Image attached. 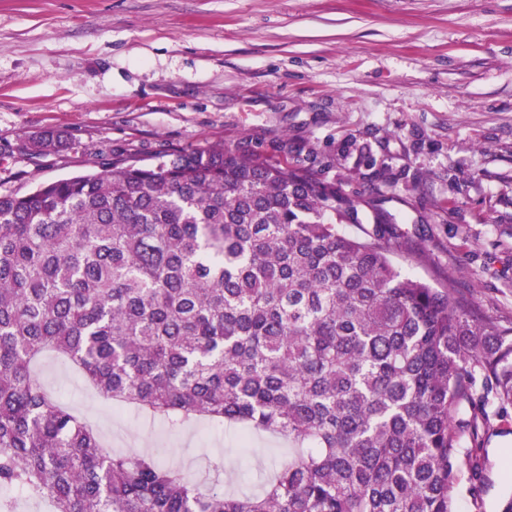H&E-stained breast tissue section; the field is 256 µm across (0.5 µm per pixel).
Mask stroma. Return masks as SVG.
<instances>
[{"label":"stroma","mask_w":512,"mask_h":512,"mask_svg":"<svg viewBox=\"0 0 512 512\" xmlns=\"http://www.w3.org/2000/svg\"><path fill=\"white\" fill-rule=\"evenodd\" d=\"M68 134L30 155L25 140ZM221 143L303 167L419 244L403 272L453 275L483 317L512 320V0H0V195L112 160ZM43 385L106 448L162 449L201 488L261 494L281 438L163 420L98 398L52 355ZM481 479L461 466L455 512L512 492V408H489Z\"/></svg>","instance_id":"obj_1"}]
</instances>
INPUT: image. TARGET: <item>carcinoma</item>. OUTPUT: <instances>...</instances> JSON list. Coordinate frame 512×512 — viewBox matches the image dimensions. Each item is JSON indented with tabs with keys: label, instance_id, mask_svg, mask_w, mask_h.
<instances>
[{
	"label": "carcinoma",
	"instance_id": "obj_1",
	"mask_svg": "<svg viewBox=\"0 0 512 512\" xmlns=\"http://www.w3.org/2000/svg\"><path fill=\"white\" fill-rule=\"evenodd\" d=\"M345 221L336 187L222 145L0 195V488L53 512H453L486 406H512V321L403 273L385 215ZM47 350L115 406L270 432L288 459L244 497L108 454L36 379Z\"/></svg>",
	"mask_w": 512,
	"mask_h": 512
}]
</instances>
